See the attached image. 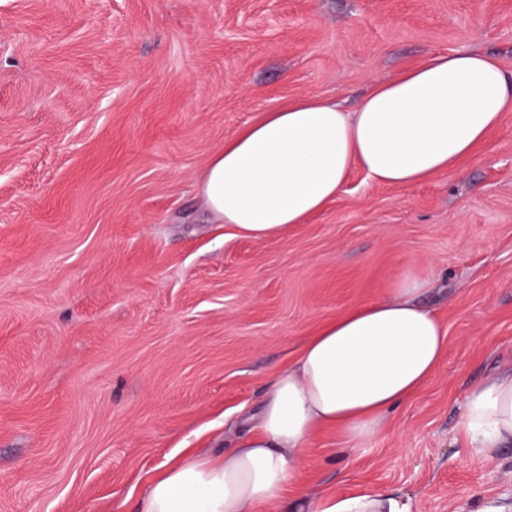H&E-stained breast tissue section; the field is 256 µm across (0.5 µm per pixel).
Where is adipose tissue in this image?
<instances>
[{
	"mask_svg": "<svg viewBox=\"0 0 512 512\" xmlns=\"http://www.w3.org/2000/svg\"><path fill=\"white\" fill-rule=\"evenodd\" d=\"M512 111V79L492 56L435 54L375 83L354 110L309 95L263 115L212 154L198 190L221 222L264 239L336 199L348 173L404 186L448 171ZM424 281L324 326L275 378L258 422L222 458L193 457L151 480L141 512H263L283 502L303 448L322 428L368 444L396 407L435 374L447 348ZM461 429L486 457L512 446V373L473 385ZM288 512H413L380 490L296 500Z\"/></svg>",
	"mask_w": 512,
	"mask_h": 512,
	"instance_id": "ef3b65f1",
	"label": "adipose tissue"
}]
</instances>
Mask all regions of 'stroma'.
Returning <instances> with one entry per match:
<instances>
[{
  "instance_id": "stroma-1",
  "label": "stroma",
  "mask_w": 512,
  "mask_h": 512,
  "mask_svg": "<svg viewBox=\"0 0 512 512\" xmlns=\"http://www.w3.org/2000/svg\"><path fill=\"white\" fill-rule=\"evenodd\" d=\"M457 52L512 74V0H0V512H139L165 466L235 447L312 334L407 278L448 332L438 372L365 447L319 432L288 493L512 512V447L460 428L512 371V111L458 169L353 168L273 238L198 191L264 113L350 108Z\"/></svg>"
}]
</instances>
